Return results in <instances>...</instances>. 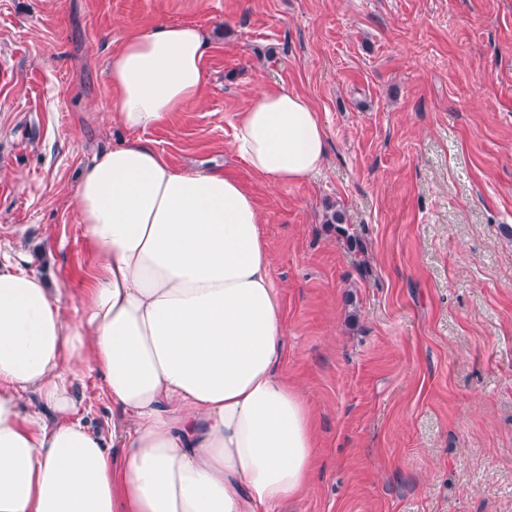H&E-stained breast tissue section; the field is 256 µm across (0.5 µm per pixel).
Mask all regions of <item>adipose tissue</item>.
I'll return each instance as SVG.
<instances>
[{"label":"adipose tissue","mask_w":512,"mask_h":512,"mask_svg":"<svg viewBox=\"0 0 512 512\" xmlns=\"http://www.w3.org/2000/svg\"><path fill=\"white\" fill-rule=\"evenodd\" d=\"M207 47L192 24L126 37L113 118L144 131L195 103ZM231 151L296 183L322 168L327 138L307 98L260 87ZM75 210L97 259L80 318L39 273L0 261V512H286L316 431L280 373L286 327L249 190L137 140L80 171ZM87 366L120 414L108 436L74 417ZM27 392L43 409H23Z\"/></svg>","instance_id":"adipose-tissue-1"}]
</instances>
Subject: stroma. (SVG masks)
<instances>
[{
    "instance_id": "stroma-1",
    "label": "stroma",
    "mask_w": 512,
    "mask_h": 512,
    "mask_svg": "<svg viewBox=\"0 0 512 512\" xmlns=\"http://www.w3.org/2000/svg\"><path fill=\"white\" fill-rule=\"evenodd\" d=\"M160 21L207 31L206 83L135 133L109 114L108 60ZM260 86L319 113L318 175L275 186L232 158ZM134 138L253 195L281 371L317 430L288 512H512V0H0V255L28 256L68 317L96 267L78 172ZM75 395L110 432L94 371Z\"/></svg>"
}]
</instances>
